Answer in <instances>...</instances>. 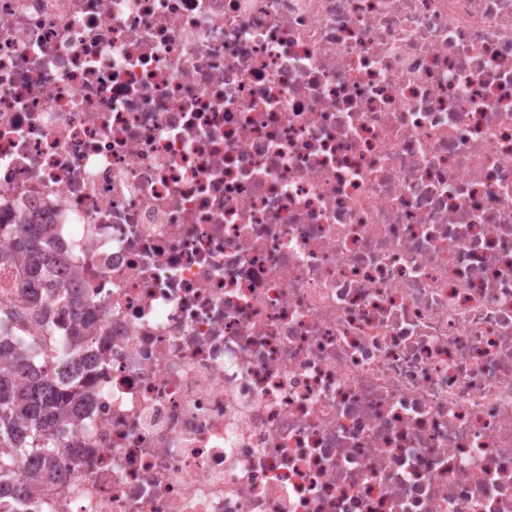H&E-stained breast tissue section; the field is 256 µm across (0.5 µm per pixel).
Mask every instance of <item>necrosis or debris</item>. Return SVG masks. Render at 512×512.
<instances>
[{"instance_id":"1","label":"necrosis or debris","mask_w":512,"mask_h":512,"mask_svg":"<svg viewBox=\"0 0 512 512\" xmlns=\"http://www.w3.org/2000/svg\"><path fill=\"white\" fill-rule=\"evenodd\" d=\"M32 221L21 512H512V0H0ZM50 225L47 224H23L20 229L19 240L16 242L11 257L21 263L27 270L26 280L22 286L24 289L25 305L39 306L50 300L57 302L73 299L69 293L72 288H65L59 280H55V292L47 298L42 296V288H47V277L52 275L46 263V257L41 250V242L50 234ZM8 315L0 307V342L15 343L21 350L13 363L0 370V485L14 460L35 456L54 459L55 430L60 412L59 394L52 383L56 364L68 360L84 334L77 327L64 329L54 343V355H46L40 341L24 335L23 326L13 332ZM13 336H2V335ZM37 362L41 375L26 373Z\"/></svg>"}]
</instances>
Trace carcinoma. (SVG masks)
<instances>
[{"label": "carcinoma", "mask_w": 512, "mask_h": 512, "mask_svg": "<svg viewBox=\"0 0 512 512\" xmlns=\"http://www.w3.org/2000/svg\"><path fill=\"white\" fill-rule=\"evenodd\" d=\"M50 234L48 224H23L19 240L11 254L27 270L23 284L24 302L39 306L50 300L63 302L71 297L60 281L55 292L42 296L51 270L41 250V242ZM83 334L73 327L64 329L53 343V354L44 353L39 341L12 330L8 315H0V340L14 343L21 350L13 363L0 370V481L11 470L14 460L35 456L53 460L55 430L60 412L59 394L52 383L56 364L70 358Z\"/></svg>", "instance_id": "cac0c4a2"}]
</instances>
